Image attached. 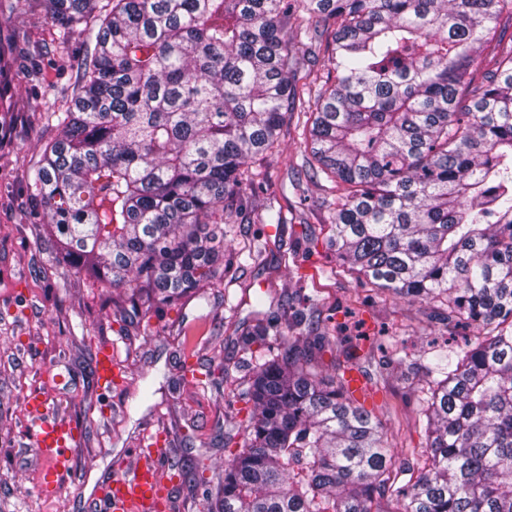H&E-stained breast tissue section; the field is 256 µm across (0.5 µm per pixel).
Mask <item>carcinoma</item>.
Here are the masks:
<instances>
[{
    "label": "carcinoma",
    "mask_w": 512,
    "mask_h": 512,
    "mask_svg": "<svg viewBox=\"0 0 512 512\" xmlns=\"http://www.w3.org/2000/svg\"><path fill=\"white\" fill-rule=\"evenodd\" d=\"M30 7L47 54L87 46L26 182L57 254L94 284L136 310L221 283L249 161L281 153L299 99L310 178L336 192V256L478 328L427 368V466L399 486L382 420L323 377L324 337L275 349L256 322L248 439L224 440L219 512H387L391 496L403 512H512V44L497 36L512 0H0V15ZM11 50L0 38V91L19 93ZM484 51L494 68L463 107Z\"/></svg>",
    "instance_id": "carcinoma-1"
}]
</instances>
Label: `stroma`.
<instances>
[{
  "label": "stroma",
  "instance_id": "obj_1",
  "mask_svg": "<svg viewBox=\"0 0 512 512\" xmlns=\"http://www.w3.org/2000/svg\"><path fill=\"white\" fill-rule=\"evenodd\" d=\"M48 28L37 14L0 17V30L15 41L16 68L30 72L40 102L58 105L77 81L85 46L75 40L60 66L36 58ZM302 121L293 113L282 131L285 155L298 167L305 163ZM56 134L21 101L0 142V512H100V488L120 469H134L141 443L157 433L170 439L160 470L173 512H217L224 439L244 442L237 411L252 362L242 335L260 317L271 331H285L288 299L303 293L316 295L320 318L346 325L345 332L328 334L333 351L323 356L324 375L357 381L355 398L384 421L391 445L401 450L400 468L419 475L427 356L445 346L448 322L433 305L378 297L340 271L329 242L331 197L323 187L297 180L283 157L256 159L251 169L263 180L226 227L223 282L178 306L154 303L131 314L118 305L121 289L93 286L57 261L33 212L24 172ZM271 216L283 224L279 242L268 243L256 261L236 265L244 240L272 233ZM293 250L307 256L301 283L280 264ZM346 335L359 340L361 359L353 370L339 355ZM107 343L124 378L109 391L95 374V353ZM186 356L201 383L179 384ZM35 394L50 398L82 430L72 473L49 493L41 489L43 461L23 411ZM198 464L205 467L204 482L187 490L179 474Z\"/></svg>",
  "mask_w": 512,
  "mask_h": 512
}]
</instances>
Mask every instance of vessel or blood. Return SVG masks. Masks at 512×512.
Listing matches in <instances>:
<instances>
[{
    "label": "vessel or blood",
    "mask_w": 512,
    "mask_h": 512,
    "mask_svg": "<svg viewBox=\"0 0 512 512\" xmlns=\"http://www.w3.org/2000/svg\"><path fill=\"white\" fill-rule=\"evenodd\" d=\"M96 357L97 376L104 387H111L116 378L111 345H102ZM26 412L31 419V439L47 464L42 489L50 492L72 467L81 428L75 420L60 416L49 399L41 395L28 399ZM166 453L164 440L159 436L148 447L139 449L141 465L115 473L102 487L100 501L104 512H170L172 504L159 470Z\"/></svg>",
    "instance_id": "vessel-or-blood-1"
}]
</instances>
